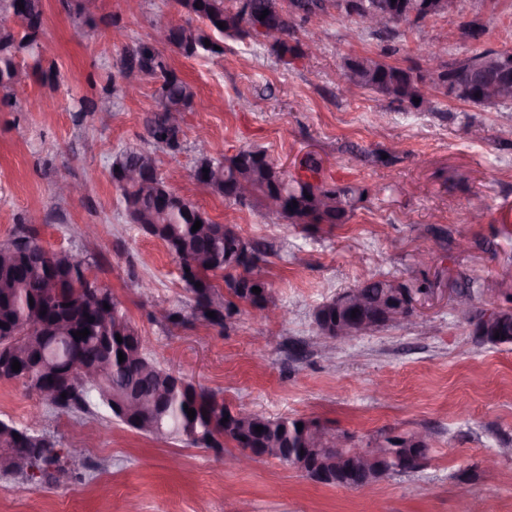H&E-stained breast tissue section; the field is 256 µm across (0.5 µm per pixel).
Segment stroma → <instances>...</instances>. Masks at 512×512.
Here are the masks:
<instances>
[{"label":"stroma","mask_w":512,"mask_h":512,"mask_svg":"<svg viewBox=\"0 0 512 512\" xmlns=\"http://www.w3.org/2000/svg\"><path fill=\"white\" fill-rule=\"evenodd\" d=\"M39 57H24L31 78L0 102V243L31 228L52 250L88 255L93 276L124 303L149 340L152 356L230 406L270 416L312 417L366 439L383 429L421 433L429 455L418 472L363 490L327 487L272 459L249 467L237 449L165 445L109 421L49 410L17 382H0V418L23 426L39 416L73 471L51 483L0 476V512H512V345L476 340L454 309L455 288L471 284L476 310L512 307V109L480 107L438 95L433 112H406L338 86L345 58L382 55L423 69L417 45L437 43L443 61L512 48V0H461L456 12L387 35L348 25L336 9L312 16L322 30L313 57L283 65L267 46L228 40L215 58L167 62L192 83L206 108L186 113L185 146L159 153L160 170L180 195L217 222L237 224L269 246L261 274L286 319L265 322L243 311L224 331L190 319L154 321L157 306H185L176 262L163 244L127 220L111 178L112 157L152 149L145 118L158 84L138 77V95L113 98L112 120L76 113L77 100L99 101L123 81L128 46L148 40L159 20H178L175 0H95L94 26L76 30L61 0H44ZM480 19L479 41L459 27ZM55 68L43 81L40 71ZM481 125L485 137L472 139ZM215 156L258 147L286 173L317 157L321 176L365 189L349 223L302 230L271 222L260 207L240 208L193 180L198 132ZM400 146L389 164L375 153ZM63 178L84 181L79 200L60 197ZM467 240V249L457 247ZM428 264H417L418 255ZM375 274L417 291L416 319L340 344L325 354L316 308ZM498 459L485 469L486 457Z\"/></svg>","instance_id":"obj_1"}]
</instances>
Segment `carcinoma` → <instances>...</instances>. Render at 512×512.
I'll list each match as a JSON object with an SVG mask.
<instances>
[{
	"label": "carcinoma",
	"instance_id": "1",
	"mask_svg": "<svg viewBox=\"0 0 512 512\" xmlns=\"http://www.w3.org/2000/svg\"><path fill=\"white\" fill-rule=\"evenodd\" d=\"M92 0H65L64 7L79 29L88 25ZM186 19L166 23L168 36L162 43L186 58L224 55V40H258L249 22L239 12V0H176ZM332 0H293L292 11L279 13L276 0H250L254 18L268 12L269 27L282 33L268 43L280 61L304 56L296 31L311 16L324 13ZM378 10L398 3L423 20L421 0H371ZM24 8H19V5ZM225 23L221 28L218 23ZM45 24L43 0H0V101L10 102L30 77L17 60L39 48ZM210 45H205V41ZM137 72L160 80L155 106L145 119L153 141L170 152L182 148L183 129L170 124L174 112L184 115L203 106L194 85L170 68L156 48V38L140 42L125 60L123 78ZM423 74L376 58L358 83L399 108H412L410 94L420 93ZM152 159L138 181H123L117 170ZM112 182L121 193L130 223L164 243L178 262L180 278L190 295V315L224 333L225 317L240 312L243 303L252 309H275L272 289L258 275L266 262L267 249L244 239L236 225L213 221L199 206L174 191L161 176L154 153L126 149L112 158ZM208 172H203V169ZM306 178L289 177L263 149H241L231 156H213L200 147L193 168L194 180L210 193L237 206L266 205L276 194L283 199L276 218L293 225L345 224L366 191L350 185L315 181L319 162H305ZM201 227L192 231L195 221ZM89 260L44 247L27 232L0 244V381L19 382L26 391L42 385L40 402L67 414H82L91 406L104 409L113 421L138 435L159 442L178 441L188 447L235 448L261 452L274 448L272 458L287 467L305 471L316 483L346 489H361L393 475L415 472L382 454L366 467L344 456L324 451L336 431L307 417H271L245 407L231 408L208 391L194 386L162 366L148 351L147 338L131 321L123 303L112 290L89 275ZM224 282L219 287L216 281ZM387 276L373 278L363 294L372 304L389 300ZM201 286H196V283ZM261 289L260 294L252 288ZM213 312L216 317L208 316ZM94 318L88 322V318ZM88 329L76 338L73 333ZM499 337L481 336L484 344H512V323L498 329ZM122 341H117L116 337ZM125 355L119 361L118 353ZM21 369L12 370L13 361ZM102 367V378L87 388L78 385L77 369ZM70 385L66 399L55 402L51 394ZM196 411L189 418L185 407ZM237 417L223 421L225 414ZM302 428H297V424ZM262 430L257 432L255 427ZM11 450L9 460L0 457V476L41 472L60 462V449L45 434L30 432L11 420L0 419V449Z\"/></svg>",
	"mask_w": 512,
	"mask_h": 512
}]
</instances>
